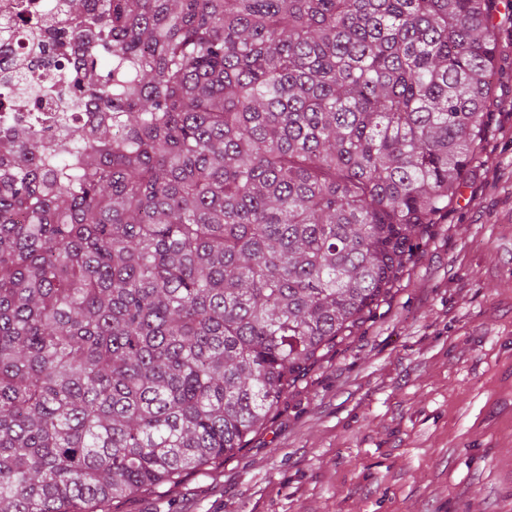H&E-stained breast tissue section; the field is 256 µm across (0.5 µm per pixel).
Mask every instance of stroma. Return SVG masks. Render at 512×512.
<instances>
[{"instance_id": "35a3bbf8", "label": "stroma", "mask_w": 512, "mask_h": 512, "mask_svg": "<svg viewBox=\"0 0 512 512\" xmlns=\"http://www.w3.org/2000/svg\"><path fill=\"white\" fill-rule=\"evenodd\" d=\"M457 198L263 429L117 512H512V8Z\"/></svg>"}]
</instances>
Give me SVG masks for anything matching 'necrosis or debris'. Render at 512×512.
I'll list each match as a JSON object with an SVG mask.
<instances>
[{
    "instance_id": "4bbe7bcc",
    "label": "necrosis or debris",
    "mask_w": 512,
    "mask_h": 512,
    "mask_svg": "<svg viewBox=\"0 0 512 512\" xmlns=\"http://www.w3.org/2000/svg\"><path fill=\"white\" fill-rule=\"evenodd\" d=\"M28 3L38 7L42 18L50 17L52 0H0V137L23 124L50 142L58 135L60 119L81 124L88 115L47 94V85L64 83L69 74L56 67L44 38L34 37L23 10Z\"/></svg>"
}]
</instances>
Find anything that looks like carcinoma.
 <instances>
[{"mask_svg":"<svg viewBox=\"0 0 512 512\" xmlns=\"http://www.w3.org/2000/svg\"><path fill=\"white\" fill-rule=\"evenodd\" d=\"M47 148L0 141V512H112L246 446L454 202L495 0H55Z\"/></svg>","mask_w":512,"mask_h":512,"instance_id":"1","label":"carcinoma"}]
</instances>
